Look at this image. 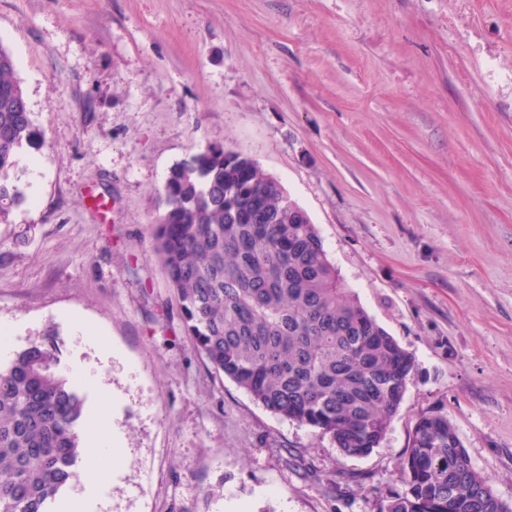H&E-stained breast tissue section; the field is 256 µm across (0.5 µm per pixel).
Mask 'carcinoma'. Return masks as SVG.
Instances as JSON below:
<instances>
[{
  "label": "carcinoma",
  "mask_w": 512,
  "mask_h": 512,
  "mask_svg": "<svg viewBox=\"0 0 512 512\" xmlns=\"http://www.w3.org/2000/svg\"><path fill=\"white\" fill-rule=\"evenodd\" d=\"M0 46V223L9 182L40 132L19 112ZM153 224L184 330L218 373L270 412L327 434L347 456L381 446L415 360L341 283L308 214L253 159L209 146L174 164ZM47 337L0 365V512H50L83 458L84 399ZM404 489L379 512H512L477 472L448 416L425 414L398 459Z\"/></svg>",
  "instance_id": "obj_1"
}]
</instances>
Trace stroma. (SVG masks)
<instances>
[{"mask_svg": "<svg viewBox=\"0 0 512 512\" xmlns=\"http://www.w3.org/2000/svg\"><path fill=\"white\" fill-rule=\"evenodd\" d=\"M42 143L0 224L10 353L49 333L121 456L82 512H378L418 419L447 415L512 503V0H0ZM221 145L310 216L413 354L387 437L344 455L216 373L151 226Z\"/></svg>", "mask_w": 512, "mask_h": 512, "instance_id": "1", "label": "stroma"}]
</instances>
